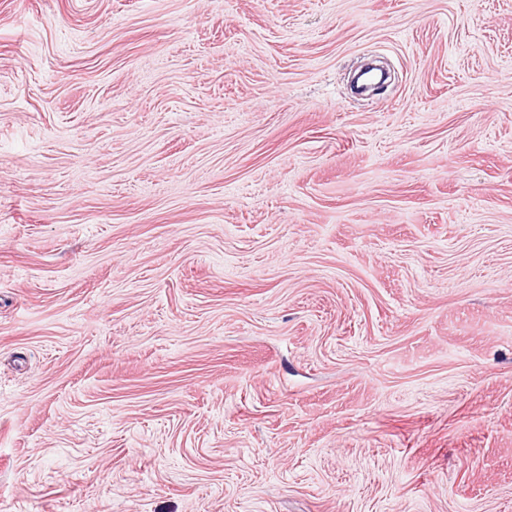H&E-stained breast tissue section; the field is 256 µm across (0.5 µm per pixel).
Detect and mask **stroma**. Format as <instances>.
Masks as SVG:
<instances>
[{
    "instance_id": "stroma-1",
    "label": "stroma",
    "mask_w": 512,
    "mask_h": 512,
    "mask_svg": "<svg viewBox=\"0 0 512 512\" xmlns=\"http://www.w3.org/2000/svg\"><path fill=\"white\" fill-rule=\"evenodd\" d=\"M0 512H512V0H0Z\"/></svg>"
}]
</instances>
